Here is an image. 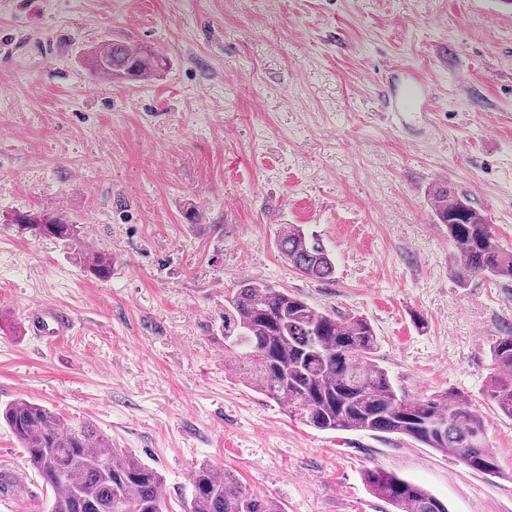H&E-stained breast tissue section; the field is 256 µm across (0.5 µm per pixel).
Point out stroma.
I'll return each mask as SVG.
<instances>
[{
    "mask_svg": "<svg viewBox=\"0 0 512 512\" xmlns=\"http://www.w3.org/2000/svg\"><path fill=\"white\" fill-rule=\"evenodd\" d=\"M0 405L40 403L155 468L172 512L190 474L235 471L286 512H392L363 475L425 487L449 512H512V419L485 396L489 345L512 332V281L448 274L429 195L448 185L512 247V9L499 0H10L0 5ZM166 68L103 80L101 42ZM419 82L408 109L390 90ZM202 220L193 224L189 211ZM53 213L112 258L92 277L74 245L19 234ZM315 232L336 275L292 269L278 241ZM251 279L337 318L361 316L411 398L455 390L485 418L505 478L397 435L290 420L224 361V297ZM64 308L52 342L28 310ZM25 474L0 512H50Z\"/></svg>",
    "mask_w": 512,
    "mask_h": 512,
    "instance_id": "1",
    "label": "stroma"
}]
</instances>
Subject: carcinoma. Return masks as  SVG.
<instances>
[{"instance_id":"cac0c4a2","label":"carcinoma","mask_w":512,"mask_h":512,"mask_svg":"<svg viewBox=\"0 0 512 512\" xmlns=\"http://www.w3.org/2000/svg\"><path fill=\"white\" fill-rule=\"evenodd\" d=\"M90 65L98 76L144 81L166 66L159 53L143 47L103 42ZM431 209L448 231L454 252L450 278L460 288L486 276L512 280V248L500 243L488 220L446 185L431 194ZM17 232L26 225L43 237L80 245L76 226L48 214L17 213ZM279 249L292 268L316 281L335 274L322 241L291 225ZM86 270L99 279L112 273V257L79 249ZM225 359L236 377L276 401L288 418L318 431L398 434L426 448L451 453L468 468L490 477L503 475L489 448L483 418L460 392L408 399L397 393L376 363L378 338L364 318L340 320L300 296L260 281H244L224 299ZM492 373L486 396L512 417V334L489 345ZM4 422L28 454L31 468L52 492L51 512H168L163 478L103 441L85 425L76 426L44 405L19 400L0 409ZM369 492L392 512H448L429 490L396 473H364ZM185 512H282V507L248 491L229 470L201 465L191 471Z\"/></svg>"}]
</instances>
